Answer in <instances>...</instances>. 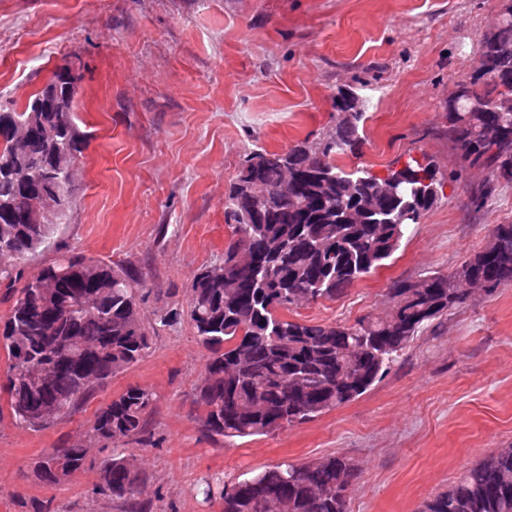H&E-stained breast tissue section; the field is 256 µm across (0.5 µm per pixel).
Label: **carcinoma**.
<instances>
[{
  "mask_svg": "<svg viewBox=\"0 0 512 512\" xmlns=\"http://www.w3.org/2000/svg\"><path fill=\"white\" fill-rule=\"evenodd\" d=\"M72 71L56 70L19 112L0 105V253L21 258L51 244L53 224L32 222L38 193L58 185L51 160L81 155L85 134L74 122ZM336 130L316 143L246 157L224 198L231 241L224 275L199 269L187 317L207 352L196 403L212 436L247 438L312 420L364 395L433 321L466 301L463 282L512 284V222L492 226L485 247L453 274L430 272L396 281L391 317L353 324L299 322L286 312L336 298L399 249L408 226L420 223L443 195L447 177L427 156H409L383 175L347 171L337 159L355 153L364 113L358 97L340 91ZM444 133L459 154L456 177L474 166L487 178L471 195L475 207L512 184V17L480 41L475 82L446 102ZM295 186L281 190L285 171ZM56 281L44 289L41 282ZM11 292L0 343L10 361L7 394L16 423L38 431L75 413L112 376L139 362L149 347L138 280L131 267L65 251L27 280L0 265ZM243 347L252 357L239 364ZM154 402L130 386L100 407L89 433L112 448L96 471L93 492L127 503L139 477L123 446L142 442ZM88 450L44 453L40 481L60 483L86 471ZM352 464L342 457L283 463L224 485L220 512H347ZM420 512H512V447L465 469L426 500Z\"/></svg>",
  "mask_w": 512,
  "mask_h": 512,
  "instance_id": "1",
  "label": "carcinoma"
}]
</instances>
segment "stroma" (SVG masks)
Segmentation results:
<instances>
[{
	"label": "stroma",
	"instance_id": "stroma-1",
	"mask_svg": "<svg viewBox=\"0 0 512 512\" xmlns=\"http://www.w3.org/2000/svg\"><path fill=\"white\" fill-rule=\"evenodd\" d=\"M500 0H0V100L23 108L62 66L78 77L73 112L86 134L78 190L51 248L18 261L26 276L58 250L135 266L151 346L72 416L32 431L0 412V512H123L93 493L106 450L87 431L96 409L133 385L156 397L146 443L127 452L144 477L141 512H219L200 493L278 463L339 456L356 468L348 512H420L465 468L512 446V285L468 301L415 337L358 399L314 420L228 443L199 419L206 353L184 310L191 281L230 241L224 197L245 157L317 142L352 90L364 118L348 169L381 172L407 154L447 165L445 102L477 71ZM412 226L388 266L291 319L350 324L384 315L394 281L452 273L512 221V185L474 209L469 187ZM90 446L93 467L60 484L35 479L37 458Z\"/></svg>",
	"mask_w": 512,
	"mask_h": 512
}]
</instances>
